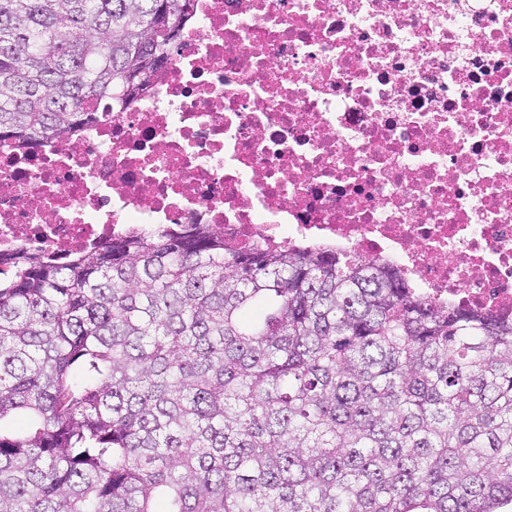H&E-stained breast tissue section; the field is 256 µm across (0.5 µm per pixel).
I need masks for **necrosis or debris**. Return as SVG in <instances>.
I'll return each mask as SVG.
<instances>
[{
  "label": "necrosis or debris",
  "mask_w": 512,
  "mask_h": 512,
  "mask_svg": "<svg viewBox=\"0 0 512 512\" xmlns=\"http://www.w3.org/2000/svg\"><path fill=\"white\" fill-rule=\"evenodd\" d=\"M206 225L512 321V0H194L115 113L0 138V262Z\"/></svg>",
  "instance_id": "necrosis-or-debris-1"
}]
</instances>
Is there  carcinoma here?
<instances>
[{"label":"carcinoma","mask_w":512,"mask_h":512,"mask_svg":"<svg viewBox=\"0 0 512 512\" xmlns=\"http://www.w3.org/2000/svg\"><path fill=\"white\" fill-rule=\"evenodd\" d=\"M192 0H0V136L79 127ZM26 420L21 430L7 423ZM499 512L512 323L199 225L0 270V512Z\"/></svg>","instance_id":"1"}]
</instances>
